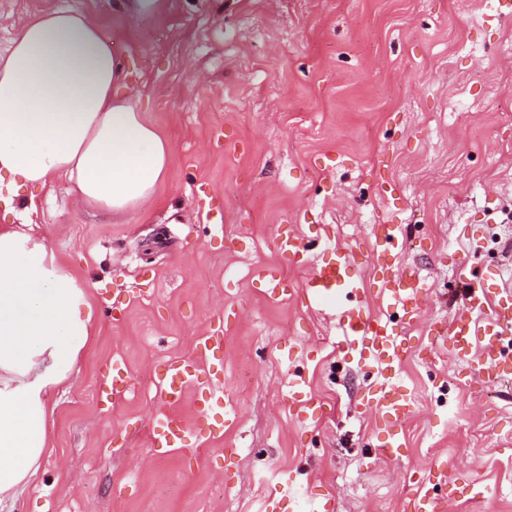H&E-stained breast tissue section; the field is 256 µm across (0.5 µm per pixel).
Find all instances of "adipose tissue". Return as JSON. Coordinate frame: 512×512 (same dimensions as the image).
Listing matches in <instances>:
<instances>
[{
  "label": "adipose tissue",
  "mask_w": 512,
  "mask_h": 512,
  "mask_svg": "<svg viewBox=\"0 0 512 512\" xmlns=\"http://www.w3.org/2000/svg\"><path fill=\"white\" fill-rule=\"evenodd\" d=\"M112 38L88 14L49 8L0 52V194L65 176L83 206L135 217L166 176L169 141L140 111ZM96 306L46 238L0 225V503L47 450V396L71 380Z\"/></svg>",
  "instance_id": "obj_1"
}]
</instances>
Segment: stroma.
<instances>
[{"mask_svg":"<svg viewBox=\"0 0 512 512\" xmlns=\"http://www.w3.org/2000/svg\"><path fill=\"white\" fill-rule=\"evenodd\" d=\"M49 7L111 34L172 154L127 224L75 203L62 179L0 210L47 237L100 313L74 381L48 396L36 477L0 512H295L278 495L288 472L310 512H406L438 457L491 491L449 512H512V384L480 390L426 325L460 308L461 268L490 287L512 276V15L495 0H165L134 24L122 0H0V49ZM385 223L405 226L399 261L431 296L406 331L404 447L379 461L358 406L376 369L339 350L335 309L305 302L309 271L276 242L296 230L316 261L353 250L369 311L391 318L365 259ZM276 279L294 295L272 296ZM224 309L216 392L231 424L154 456L160 373ZM117 363L133 385L101 400ZM297 378L323 416L292 405Z\"/></svg>","mask_w":512,"mask_h":512,"instance_id":"35a3bbf8","label":"stroma"}]
</instances>
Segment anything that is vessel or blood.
<instances>
[{"label":"vessel or blood","instance_id":"1","mask_svg":"<svg viewBox=\"0 0 512 512\" xmlns=\"http://www.w3.org/2000/svg\"><path fill=\"white\" fill-rule=\"evenodd\" d=\"M402 240L400 225L377 224L369 239V251L379 276V296L399 311L403 321L411 323L423 316L424 289L414 270L396 265ZM277 248L300 265L309 266L307 250L295 232L283 235ZM352 265V251L334 252L332 258L310 266L305 291L311 302L335 307L352 342L378 364V381L362 395L359 406L375 418L380 455L395 456L402 448V425L411 414L410 399L398 377L408 347L390 320L368 313L365 291L355 287V279L349 273ZM460 282L462 310L451 322L434 324L432 333L448 338L457 358L477 363L482 385L493 387L512 381V286L494 290L466 272L461 273ZM223 331L224 315L215 313L209 331L195 345L194 356L167 366L161 379L166 400H179L185 385L197 380L200 361H207L212 367L221 365ZM198 401L199 423L193 429L172 413L157 414L152 428L154 455H167L191 440L223 437V423L212 417L216 404L213 388L203 387ZM451 485L447 461L437 460L419 481L412 512H448Z\"/></svg>","mask_w":512,"mask_h":512}]
</instances>
